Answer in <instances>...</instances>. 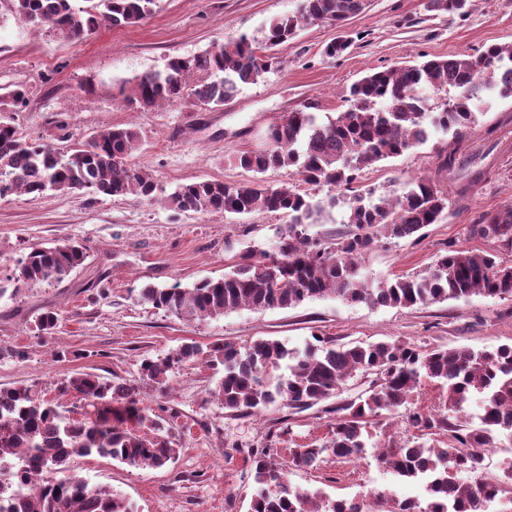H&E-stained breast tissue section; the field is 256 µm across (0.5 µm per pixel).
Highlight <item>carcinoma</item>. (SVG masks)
<instances>
[{"label":"carcinoma","mask_w":512,"mask_h":512,"mask_svg":"<svg viewBox=\"0 0 512 512\" xmlns=\"http://www.w3.org/2000/svg\"><path fill=\"white\" fill-rule=\"evenodd\" d=\"M155 0H94L74 7L72 0H11L14 14L35 30L79 40L103 22L113 26L140 23ZM473 0H428L427 9L450 17L468 13ZM367 0H301L297 13L274 19L265 43L241 35L212 45L198 55L173 57L162 70L122 83L128 105L148 110L159 105L190 104L213 110L234 98L241 87L256 83L274 65L271 49L292 39L297 29L314 23L338 28L360 15ZM203 74L199 80L193 79ZM443 93L429 107L424 93ZM495 93L512 100V43L492 44L476 56L426 58L374 70L353 83L347 108L324 123L301 109L272 125L269 146L233 158L240 168L262 174L293 167L308 186L341 187L352 231L325 246L306 226L319 222L324 209L294 184L245 181L227 185L200 179L183 183L163 196L168 209L203 214L276 213L288 219L275 250L247 254L219 279H203L190 288L147 286L141 299L185 321L217 319L240 309L289 308L334 297L347 303L410 308L448 299L512 296V264L473 249H450L424 270L372 282L361 277L362 262L381 238L405 239L435 224L448 209V195L431 179L420 177L400 195L378 200L359 188L372 166L398 157L428 141V128L463 141L477 121L484 97ZM137 133L109 127L68 149H55L25 138L14 117L0 109V200L16 194L89 192L111 197L134 196L148 204L157 198L154 179L132 158ZM472 237L495 239L512 247V208L484 216L470 225ZM86 258L84 247L63 243L33 246L14 269L24 286L63 281ZM58 314L36 319L38 334H52ZM201 361L224 375L208 390L228 413L259 415L282 403L306 410L336 396L357 374L370 376L356 398L324 409L332 415L329 438L317 448L293 452L289 464L269 445L251 449L255 490L247 512H486L490 503L512 512V463L504 478L488 482L478 475L483 451L497 447V436L512 437V344L474 352L442 346L425 349L408 340L338 344L313 337L301 347L278 339L244 345L224 342L207 349L182 344L164 359L145 360L139 379L167 394L175 370ZM443 390L444 410L406 415L418 431L410 442L391 436L372 441L373 421L412 403L421 380ZM50 401L36 386L0 388V512H133L125 497L75 473L76 458H110L133 468H161L176 460L165 419L141 407L136 383L116 384L93 373H75L57 386ZM81 397V418L65 415L61 399ZM479 410L468 411L471 399ZM446 434L445 446L424 437ZM396 475L426 485L428 497L399 500L382 492L335 500L291 485L288 465L314 468L324 455L355 460L367 448ZM460 473L470 477L462 480Z\"/></svg>","instance_id":"obj_1"}]
</instances>
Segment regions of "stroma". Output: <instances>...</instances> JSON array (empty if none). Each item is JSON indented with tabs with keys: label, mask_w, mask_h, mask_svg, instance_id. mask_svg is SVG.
Returning a JSON list of instances; mask_svg holds the SVG:
<instances>
[{
	"label": "stroma",
	"mask_w": 512,
	"mask_h": 512,
	"mask_svg": "<svg viewBox=\"0 0 512 512\" xmlns=\"http://www.w3.org/2000/svg\"><path fill=\"white\" fill-rule=\"evenodd\" d=\"M427 0H368L366 11L342 32L350 47L338 57L324 53L336 27H301L278 46L279 62L221 109L178 106L127 107L118 83L163 69L173 56H193L239 35L263 42L273 18L296 13L299 0H156L152 14L133 26L99 25L79 41L34 31L0 0V101L16 87L28 92L17 124L29 138L60 148L86 142L112 126L137 132L134 164L154 177L159 194L189 180L227 184L249 180L233 157L265 149L268 132L282 115L308 106L319 119L346 109L351 84L374 68L420 55L478 54L512 42V0H474L466 16L427 10ZM448 134L367 170L361 180L376 196L392 198L417 178L437 177L436 154ZM456 182L439 180L448 208L420 239H381L364 262L372 281L425 269L454 248L488 252L512 264V249L469 236L487 213L512 208V101L491 99L456 153ZM468 186L458 196L459 186ZM284 220L256 213L233 221L221 214L174 212L131 197L49 192L0 200V387L33 384L46 398L78 372L122 383L138 380L142 360H158L186 342L244 344L278 339L303 345L311 336L339 343L411 340L422 346L474 351L512 343V297L473 295L411 308L369 307L327 297L271 310L242 309L218 319L184 321L140 300L142 288L191 285L223 276L228 264L250 250H272ZM72 242L87 258L65 280L25 287L14 268L33 246ZM54 309V335L41 337L37 316ZM217 374L200 362L184 364L170 395L140 386L143 406L179 415L171 430L180 453L160 469H133L108 458L75 460V471L120 493L135 512H246L253 489L250 448L272 443L281 461L295 449L319 444L329 432L322 406L297 411L283 404L261 415L225 412L209 398ZM293 486L335 499L386 491L404 499L418 486L394 476L376 456L355 461L327 456L314 469L292 467Z\"/></svg>",
	"instance_id": "1"
}]
</instances>
